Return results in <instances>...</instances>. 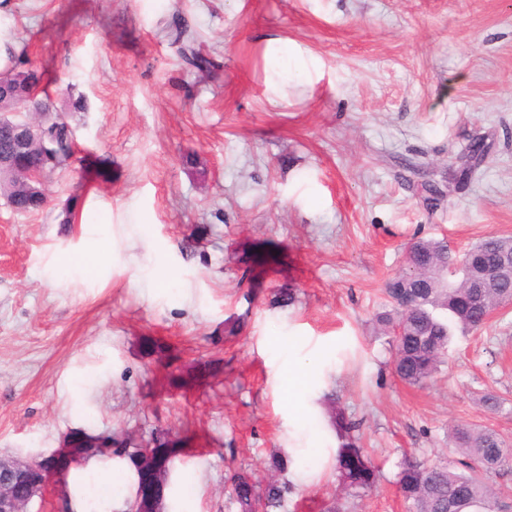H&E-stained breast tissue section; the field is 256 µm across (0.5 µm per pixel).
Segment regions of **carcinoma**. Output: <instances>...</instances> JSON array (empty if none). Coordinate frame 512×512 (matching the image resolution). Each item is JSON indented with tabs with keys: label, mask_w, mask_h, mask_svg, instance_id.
Returning <instances> with one entry per match:
<instances>
[{
	"label": "carcinoma",
	"mask_w": 512,
	"mask_h": 512,
	"mask_svg": "<svg viewBox=\"0 0 512 512\" xmlns=\"http://www.w3.org/2000/svg\"><path fill=\"white\" fill-rule=\"evenodd\" d=\"M8 65L0 71V80L8 83L25 76L30 100L45 80L42 69L24 68V52L6 46ZM59 130H49L54 140L53 150L59 165L66 164L75 147L66 114H58ZM486 149L468 150L459 168V179L468 180L483 163ZM0 191L7 200L33 212L45 202L29 200L22 195L18 180L6 178ZM415 248L417 273L401 272L387 283L384 293L391 310L376 315L383 333L393 336L395 354L393 369L400 380L409 385H421L438 373L447 353L448 342L455 329L477 330L483 327L498 300L512 295V279H503L483 289L481 298L470 288L481 281L492 266L505 258L512 259V237L489 235L470 248L462 257L465 274L461 280H446L453 264L445 240L419 239ZM336 474L343 496L329 512H346L349 500L371 489L377 473L371 459L360 446L355 424L341 408L335 409ZM454 447L461 453L462 471L446 464H427L416 458L403 460L398 473V486L409 505L410 512H448V501L456 504L458 512H497V500L485 480L490 472L512 470V448L488 428L456 425L451 430ZM134 472V486H139L143 474L154 471L156 457L145 453H130L124 457ZM254 498L236 499L240 512H272L279 506L287 487L270 475L253 482Z\"/></svg>",
	"instance_id": "obj_1"
}]
</instances>
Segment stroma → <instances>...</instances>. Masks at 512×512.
Segmentation results:
<instances>
[{"mask_svg":"<svg viewBox=\"0 0 512 512\" xmlns=\"http://www.w3.org/2000/svg\"><path fill=\"white\" fill-rule=\"evenodd\" d=\"M0 41L86 102L47 206L0 195V456L177 436L166 512H238L230 474L274 454L275 512H325L339 406L379 472L349 512H408L402 461L457 460L454 425L512 447V306L421 387L373 321L412 240L512 236V0H0ZM85 482L52 475L33 512Z\"/></svg>","mask_w":512,"mask_h":512,"instance_id":"stroma-1","label":"stroma"}]
</instances>
